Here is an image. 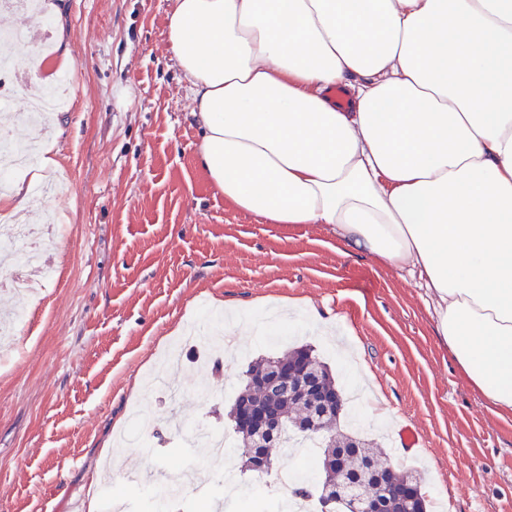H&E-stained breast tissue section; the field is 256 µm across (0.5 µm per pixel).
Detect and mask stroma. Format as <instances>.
<instances>
[{
  "mask_svg": "<svg viewBox=\"0 0 512 512\" xmlns=\"http://www.w3.org/2000/svg\"><path fill=\"white\" fill-rule=\"evenodd\" d=\"M49 2L50 30L64 32L68 50L50 69L72 77V104L39 130L0 107V132L34 139L54 161L18 185L31 189L48 171L64 188L12 216L45 228L58 271L30 275L22 295L0 289V307L21 313L0 359V512H85L91 491L103 512L116 499L152 512L122 475L186 462L176 422L203 419L232 435L248 363L292 344L312 348L337 386L371 388L372 408L394 415L392 427H357L382 452L398 425H419L425 451L392 463L421 474L429 512H512V417L488 410L459 376L420 289L338 250L322 225L288 229L235 210L197 166L200 130L165 35L172 0ZM295 301L328 312L329 327L291 310ZM228 302L281 320L290 341L220 328L216 347L228 334L235 343L229 364L195 367L185 350L172 374L186 394L159 402L144 386L151 369L192 321ZM139 404L160 428L150 453L116 445Z\"/></svg>",
  "mask_w": 512,
  "mask_h": 512,
  "instance_id": "35a3bbf8",
  "label": "stroma"
}]
</instances>
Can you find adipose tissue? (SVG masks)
<instances>
[{
  "label": "adipose tissue",
  "instance_id": "adipose-tissue-1",
  "mask_svg": "<svg viewBox=\"0 0 512 512\" xmlns=\"http://www.w3.org/2000/svg\"><path fill=\"white\" fill-rule=\"evenodd\" d=\"M166 40L225 201L412 281L512 415V0H172Z\"/></svg>",
  "mask_w": 512,
  "mask_h": 512
}]
</instances>
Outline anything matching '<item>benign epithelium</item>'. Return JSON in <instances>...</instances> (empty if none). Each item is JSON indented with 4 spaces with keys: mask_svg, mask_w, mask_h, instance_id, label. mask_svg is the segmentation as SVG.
<instances>
[{
    "mask_svg": "<svg viewBox=\"0 0 512 512\" xmlns=\"http://www.w3.org/2000/svg\"><path fill=\"white\" fill-rule=\"evenodd\" d=\"M255 383L261 388H274L289 396L300 397L311 414L310 421L299 426L304 432L317 431L316 419L338 411L342 405L339 393L322 382L313 359L307 356L298 355L272 365ZM235 412L247 420L252 438L259 446L264 440L273 438L282 426V417L254 405L248 391L240 393ZM412 495L408 484H392L377 478L369 484L352 485L344 479L333 486L329 503L335 504L338 512H387L392 500L409 502Z\"/></svg>",
    "mask_w": 512,
    "mask_h": 512,
    "instance_id": "7a95c632",
    "label": "benign epithelium"
}]
</instances>
